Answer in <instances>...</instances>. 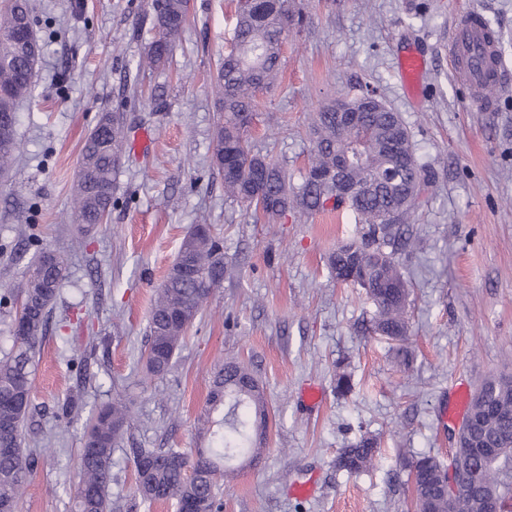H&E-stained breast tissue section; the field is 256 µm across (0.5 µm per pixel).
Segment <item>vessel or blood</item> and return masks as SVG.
<instances>
[{"instance_id": "obj_1", "label": "vessel or blood", "mask_w": 512, "mask_h": 512, "mask_svg": "<svg viewBox=\"0 0 512 512\" xmlns=\"http://www.w3.org/2000/svg\"><path fill=\"white\" fill-rule=\"evenodd\" d=\"M448 63L471 102L482 111H496L491 92L511 83L512 71L503 64L497 35L482 11H467L455 21L448 39Z\"/></svg>"}]
</instances>
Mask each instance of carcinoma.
Listing matches in <instances>:
<instances>
[{"mask_svg": "<svg viewBox=\"0 0 512 512\" xmlns=\"http://www.w3.org/2000/svg\"><path fill=\"white\" fill-rule=\"evenodd\" d=\"M155 37L138 67L166 65L187 18L182 0H152ZM295 11L290 0H237L233 47L215 78L216 125L213 166L224 182V196L242 203L254 217L271 222L295 208L302 212L346 210L362 225L358 239L336 246L328 257L336 280L365 290L374 306L370 330L392 341L409 332V289L399 266V249L410 244L401 221L413 206L409 188L424 181L409 132L401 117L371 97L350 98L360 113L356 127L336 124V102L323 107L311 127L312 150L305 181L298 189L274 161L252 153L248 133L257 117L258 95L280 74L281 47ZM42 46L33 32L31 0H0V173L9 169L20 151L16 129L17 105L33 94L34 68ZM124 129L119 112H104L85 138L78 161L72 221L85 228L106 222L121 165ZM347 156L348 179L362 188L344 202L336 197L326 175L336 171V159ZM192 236L188 257L196 276L169 274L156 291L144 352L146 369L160 376L202 310L211 291L231 271L220 241L211 234ZM64 260L50 251L40 253L18 287L19 308L12 323L15 349L0 360V506L18 508L39 457L23 452L24 422L31 406V367L42 338L50 306L65 280ZM212 404H224V434L216 448L133 449L134 494L144 501L213 512L221 485L231 482L237 468L258 462L264 452L267 406L263 386L241 361L224 362L209 392ZM121 399L101 407L91 419L77 468L74 512H112L110 484L114 447L129 424ZM469 439L496 443L498 454L483 456L476 448H461L460 472L454 475L463 492L448 500L447 476L436 458L423 454L410 462L415 512H488L493 497L512 494V377L485 380L471 397ZM379 439L362 435L336 457V468L348 474L368 470L375 462ZM237 458L239 467L224 462Z\"/></svg>", "mask_w": 512, "mask_h": 512, "instance_id": "obj_1", "label": "carcinoma"}]
</instances>
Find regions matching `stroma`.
Wrapping results in <instances>:
<instances>
[{
  "instance_id": "35a3bbf8",
  "label": "stroma",
  "mask_w": 512,
  "mask_h": 512,
  "mask_svg": "<svg viewBox=\"0 0 512 512\" xmlns=\"http://www.w3.org/2000/svg\"><path fill=\"white\" fill-rule=\"evenodd\" d=\"M151 0H31L42 41L34 94L17 111L21 153L0 180V357L12 352L11 294L27 264L50 250L67 262L36 352L25 453L42 464L18 512H72L84 425L122 397L132 421L113 453L114 504L132 502L135 448L209 447L223 410L208 394L225 360L250 365L268 406L261 463L221 487L219 512H414L406 465L447 462L458 388L512 375V88L498 109L475 110L448 65L453 21L483 11L504 33L512 68V0H293L302 17L282 47L275 86L257 98L249 143L301 186L316 112L372 90L404 120L428 187L407 217L421 240L401 255L408 283L411 363L365 333L374 307L336 281L327 258L355 239L351 214L283 213L254 223L224 196L212 167L217 68L232 46L236 0H193L164 68L137 76L155 31ZM425 60L423 96L401 89L398 58ZM106 111L122 113L130 150L116 176L107 223L80 232L69 216L80 149ZM224 247L233 277L209 296L167 373L142 355L155 290L193 225ZM347 372L353 391L336 392ZM77 415L63 414L67 395ZM370 432L374 465L348 475L335 460Z\"/></svg>"
}]
</instances>
